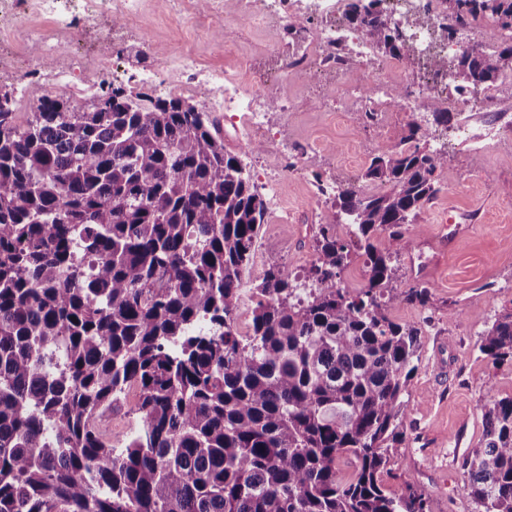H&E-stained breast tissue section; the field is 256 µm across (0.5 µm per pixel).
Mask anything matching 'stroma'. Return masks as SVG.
Returning a JSON list of instances; mask_svg holds the SVG:
<instances>
[{
  "mask_svg": "<svg viewBox=\"0 0 512 512\" xmlns=\"http://www.w3.org/2000/svg\"><path fill=\"white\" fill-rule=\"evenodd\" d=\"M146 14L153 48L140 61L142 68L178 50L232 72L249 60L247 83L277 88L275 104L265 114L269 133L316 149L312 164L282 176L269 155L242 146L232 123L223 126L227 149L241 157L261 197L277 198L288 210V221L281 224L276 210L268 209L251 279L274 262L303 273L315 255L318 225L335 211L333 196L313 201L314 183L357 178L370 156L395 150L409 125L422 119L415 101L392 99L377 137L359 126L354 114L340 120L323 111L303 76L273 83L272 44L294 42L295 31L284 28L274 36L238 26L219 36L209 29L198 32L191 17L170 14L168 0H146ZM496 115L504 122L497 144L479 152L462 140V123L478 131ZM444 135L448 153L439 173L441 190L407 227L413 249L395 260L399 286L428 288L431 303L389 310L392 319L420 327L422 336L418 368L408 385L406 438L383 480L398 494L414 485L427 495L431 512H477L465 490L463 462L480 445L486 406L512 396V365L493 366L479 350L482 333L512 313V90L499 85L480 111H452ZM452 309L457 319H449Z\"/></svg>",
  "mask_w": 512,
  "mask_h": 512,
  "instance_id": "obj_1",
  "label": "stroma"
}]
</instances>
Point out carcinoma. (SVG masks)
<instances>
[{"label": "carcinoma", "mask_w": 512, "mask_h": 512, "mask_svg": "<svg viewBox=\"0 0 512 512\" xmlns=\"http://www.w3.org/2000/svg\"><path fill=\"white\" fill-rule=\"evenodd\" d=\"M382 2L349 0V27L412 65ZM448 3V39L475 23L512 29V0ZM428 61L488 89L512 71V37ZM30 94L20 121L0 93V512H430L412 484L396 494L381 479L403 443L420 350V329L387 310L431 300L395 286L392 266L447 163L423 126L370 159L364 179L389 191L336 195L335 219L366 256L363 287L343 285L351 242L328 220L304 276L262 272L243 336L266 206L219 121L122 85L82 103L36 84ZM417 109L451 119L428 94ZM479 350L512 363V313ZM132 387L141 428L114 448L99 423ZM484 423L464 463L468 496L512 512V397Z\"/></svg>", "instance_id": "obj_1"}]
</instances>
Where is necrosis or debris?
I'll return each mask as SVG.
<instances>
[{"label":"necrosis or debris","mask_w":512,"mask_h":512,"mask_svg":"<svg viewBox=\"0 0 512 512\" xmlns=\"http://www.w3.org/2000/svg\"><path fill=\"white\" fill-rule=\"evenodd\" d=\"M388 3L390 18L406 24L407 35L419 50L432 48L448 55L468 49V42L451 43L441 35L442 26L448 23L446 0ZM345 4L346 0H240L242 18L251 27L271 28L301 15L316 19V34L308 38L306 52L275 45L281 72L306 75L318 66L346 73L350 60H357L373 97L363 96V89L353 83L328 109L369 112L378 123L385 107L374 96L391 89L402 64L377 57L362 36L339 28ZM104 16L141 29L146 0H0V79L20 86L35 80L54 92L67 91L77 83L94 88L105 80L151 83L167 94L202 97L209 111L235 113L247 121L252 135L264 136L259 95L239 73L202 65L186 51L170 54L154 70L130 71L123 66L119 44L91 48L83 43L88 23ZM344 41L352 45L350 54L337 50Z\"/></svg>","instance_id":"necrosis-or-debris-1"}]
</instances>
